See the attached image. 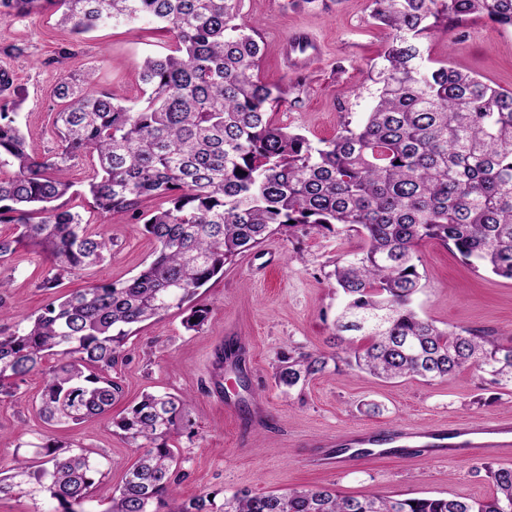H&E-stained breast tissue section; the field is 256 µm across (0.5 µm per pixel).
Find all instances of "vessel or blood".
<instances>
[{"mask_svg":"<svg viewBox=\"0 0 512 512\" xmlns=\"http://www.w3.org/2000/svg\"><path fill=\"white\" fill-rule=\"evenodd\" d=\"M319 55L316 41L308 34L297 33L283 45V57L292 67L310 65ZM343 460L356 458L358 449L387 456L395 448H418L434 459H443L452 448H469L474 452L508 461L512 459V419H495L475 427L440 428L436 426L410 430L403 427L381 433L363 430L340 438Z\"/></svg>","mask_w":512,"mask_h":512,"instance_id":"1","label":"vessel or blood"}]
</instances>
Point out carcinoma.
Listing matches in <instances>:
<instances>
[{
	"label": "carcinoma",
	"instance_id": "obj_1",
	"mask_svg": "<svg viewBox=\"0 0 512 512\" xmlns=\"http://www.w3.org/2000/svg\"><path fill=\"white\" fill-rule=\"evenodd\" d=\"M241 0H0V19L43 10L76 36L146 20L173 33L168 52L141 65L142 99L124 104L96 75L60 76L55 125L60 145L32 152L19 104L0 105V266L22 246L49 257L41 287L52 290L112 256V241L61 202L71 195L68 162L95 159L88 183L105 216L163 205L144 217L152 259L125 281L93 283L11 320L0 297V396L41 373L40 416L60 424L104 417L122 393L110 372L124 362L139 324L185 306L196 330L209 310L198 290L224 265L286 228H316L364 240L336 260L343 297L331 351L291 350L275 367L288 390L345 366L385 380H443L470 370L512 391V335L441 329L416 311L418 246L435 241L475 270L512 280V92L426 63L422 39L443 20L485 15L512 29V0H372L392 33L366 118L313 142L273 122L282 92L255 76L257 26L238 22ZM57 363L44 368L47 357ZM190 400L149 392L112 426L141 449L102 512H512V468L485 465L494 493L485 500L346 496L327 487L285 495L241 490L217 507L207 495L178 501L188 476L171 448L192 426ZM39 461L0 472V499L43 495L48 512H86L100 470L72 443L36 445Z\"/></svg>",
	"mask_w": 512,
	"mask_h": 512
}]
</instances>
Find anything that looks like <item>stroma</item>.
Instances as JSON below:
<instances>
[{"mask_svg": "<svg viewBox=\"0 0 512 512\" xmlns=\"http://www.w3.org/2000/svg\"><path fill=\"white\" fill-rule=\"evenodd\" d=\"M241 17L258 26V78L285 92V103L273 110L277 124L315 141L364 118L375 100L381 55L391 39L390 30L373 19L371 0H242ZM299 30L321 43L320 58L303 73L287 69L280 55L282 41ZM172 42V34L146 22L104 26L76 38L49 11L0 20V72L9 76L8 84H0V103L19 102L28 142L36 152L47 153L58 146L54 116L59 105L53 90L63 73L95 70L100 88L118 100L133 101L141 95L143 58L164 52ZM423 46L431 61L512 91V30L486 16L448 22L425 36ZM66 204L94 230L111 237L112 257L65 279L58 292L129 279L150 261L154 243L141 217L98 214L81 196ZM360 245L358 236L314 229L273 235L237 256L225 265L223 275L200 289L197 301L207 306L209 315L199 330H186V310L174 309L141 324L128 338V360L111 372L123 388L113 413L153 390L193 400L191 431L173 438L189 473L178 487L179 499L208 494L220 502L239 490L283 493L315 485L351 496L475 500L493 493L484 457L465 453L438 461L408 453L364 457L352 466L339 463L327 470L311 466L312 457L337 435L359 428L475 424L512 417V394L486 385L472 371L432 382L409 378L389 383L347 370L316 377L288 393L277 386L273 372L283 350H326L342 304L332 276L336 260ZM418 252L422 290L415 305L422 316L443 329L512 333V280L474 271L436 242L422 243ZM10 265L12 281L0 297L20 320L37 312L54 293L40 286L48 265L41 250L21 248ZM232 341L246 348L243 388L236 385L234 371L217 366L218 355ZM42 387V376L34 375L21 384L18 399H0V472L10 470L17 458L33 456L34 444L46 439L83 446L102 471L94 500L87 505L89 512H99L100 501L120 484L124 466L133 462L136 451L104 418L72 427L44 422L35 408ZM370 402L380 405L379 415L366 414Z\"/></svg>", "mask_w": 512, "mask_h": 512, "instance_id": "obj_1", "label": "stroma"}]
</instances>
